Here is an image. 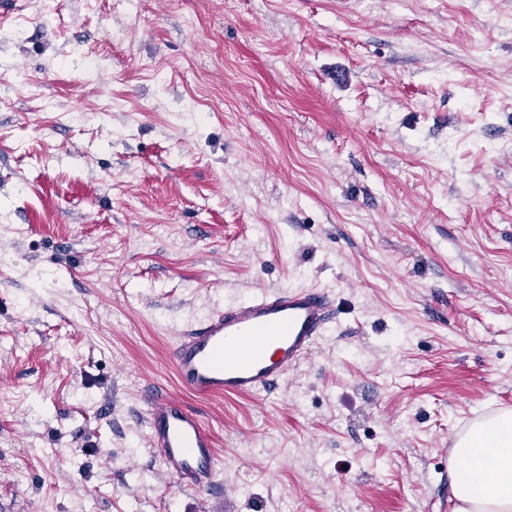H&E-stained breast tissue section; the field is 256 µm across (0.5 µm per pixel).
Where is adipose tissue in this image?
I'll list each match as a JSON object with an SVG mask.
<instances>
[{
    "mask_svg": "<svg viewBox=\"0 0 512 512\" xmlns=\"http://www.w3.org/2000/svg\"><path fill=\"white\" fill-rule=\"evenodd\" d=\"M449 469L454 512H512V410H497L468 426Z\"/></svg>",
    "mask_w": 512,
    "mask_h": 512,
    "instance_id": "obj_1",
    "label": "adipose tissue"
}]
</instances>
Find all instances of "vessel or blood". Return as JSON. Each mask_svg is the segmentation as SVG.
I'll return each mask as SVG.
<instances>
[{"mask_svg":"<svg viewBox=\"0 0 512 512\" xmlns=\"http://www.w3.org/2000/svg\"><path fill=\"white\" fill-rule=\"evenodd\" d=\"M336 300L317 288L260 289L211 310L170 357L179 386L208 398L254 396L306 360L336 321ZM147 441L180 487L210 489L217 450L198 413L178 396L147 401Z\"/></svg>","mask_w":512,"mask_h":512,"instance_id":"obj_1","label":"vessel or blood"}]
</instances>
